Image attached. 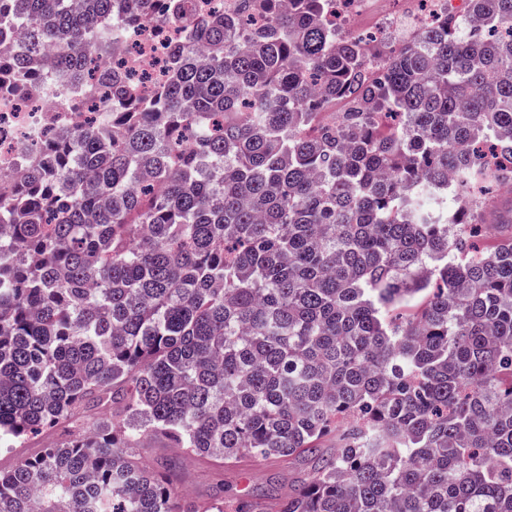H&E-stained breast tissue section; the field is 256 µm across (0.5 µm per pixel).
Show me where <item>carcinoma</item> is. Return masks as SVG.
Here are the masks:
<instances>
[{
  "mask_svg": "<svg viewBox=\"0 0 512 512\" xmlns=\"http://www.w3.org/2000/svg\"><path fill=\"white\" fill-rule=\"evenodd\" d=\"M151 2L11 0L28 57L0 83L50 43L87 107L0 190V446L115 412L0 469V512H224L142 464L153 435L315 458L279 512H512V233L470 243L512 183V0L378 72L330 0ZM148 18L182 43L129 95L97 39Z\"/></svg>",
  "mask_w": 512,
  "mask_h": 512,
  "instance_id": "carcinoma-1",
  "label": "carcinoma"
}]
</instances>
